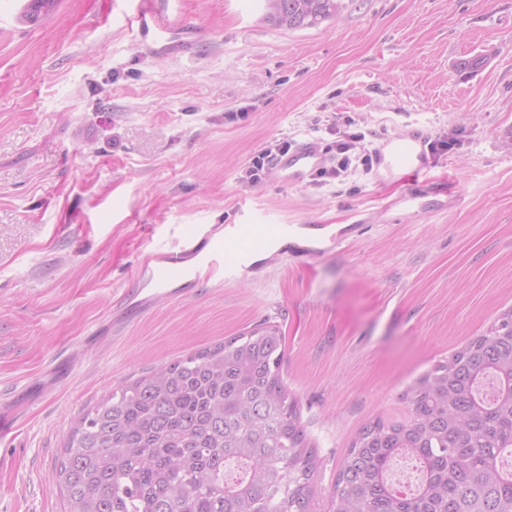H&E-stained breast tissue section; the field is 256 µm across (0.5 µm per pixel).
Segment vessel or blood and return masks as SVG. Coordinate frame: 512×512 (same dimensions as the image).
<instances>
[{
	"label": "vessel or blood",
	"instance_id": "b4317fda",
	"mask_svg": "<svg viewBox=\"0 0 512 512\" xmlns=\"http://www.w3.org/2000/svg\"><path fill=\"white\" fill-rule=\"evenodd\" d=\"M133 21L138 36L144 41L157 40L168 30L152 0H141ZM425 142L424 134L417 130L385 139L376 151L377 164L388 174L406 176L416 187L434 194H452L454 183L437 185L426 179L429 162ZM327 161L324 150L314 143L304 142L292 152L277 157L275 167L285 182L299 184L322 169ZM308 230L305 224H263L257 221L231 225L224 237L199 230L187 238L180 251L160 250L154 253L150 264L141 269L139 278L163 287L170 295L178 294L179 284L203 277L220 274L225 280L234 281L249 272L248 258L262 252L268 240L303 237Z\"/></svg>",
	"mask_w": 512,
	"mask_h": 512
}]
</instances>
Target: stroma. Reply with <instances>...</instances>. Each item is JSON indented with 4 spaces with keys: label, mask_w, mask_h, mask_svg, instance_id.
Listing matches in <instances>:
<instances>
[{
    "label": "stroma",
    "mask_w": 512,
    "mask_h": 512,
    "mask_svg": "<svg viewBox=\"0 0 512 512\" xmlns=\"http://www.w3.org/2000/svg\"><path fill=\"white\" fill-rule=\"evenodd\" d=\"M295 31L265 0H162L179 51L141 45L136 0H0V512H63L71 426L116 384L264 323L316 451L329 512L360 428L407 415L438 362L512 313V0H344ZM488 56L476 72L463 57ZM423 129L437 210L363 165ZM447 149H438L439 141ZM310 141L347 176L292 185L271 149ZM359 225L335 251L266 254L130 312L137 268L198 224ZM71 373L54 378L58 359Z\"/></svg>",
    "instance_id": "obj_1"
}]
</instances>
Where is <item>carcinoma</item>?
<instances>
[{
	"instance_id": "cac0c4a2",
	"label": "carcinoma",
	"mask_w": 512,
	"mask_h": 512,
	"mask_svg": "<svg viewBox=\"0 0 512 512\" xmlns=\"http://www.w3.org/2000/svg\"><path fill=\"white\" fill-rule=\"evenodd\" d=\"M285 30L336 18L343 0H266ZM56 0H29L37 21ZM484 55L455 63L473 72ZM272 326L119 384L67 436L58 470L66 512H310L315 449L282 377ZM408 416L353 438L332 512H512V314L407 393ZM241 470L232 481L226 466Z\"/></svg>"
}]
</instances>
